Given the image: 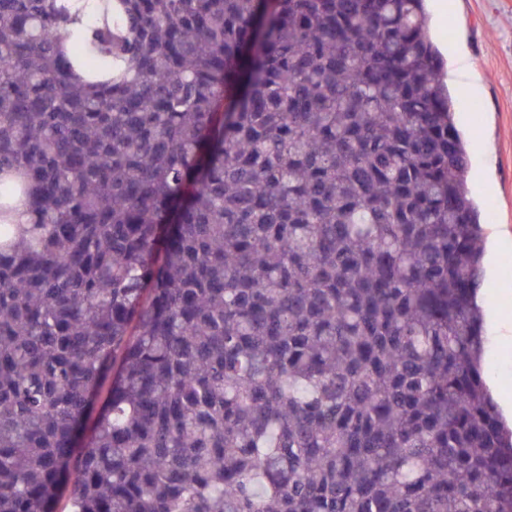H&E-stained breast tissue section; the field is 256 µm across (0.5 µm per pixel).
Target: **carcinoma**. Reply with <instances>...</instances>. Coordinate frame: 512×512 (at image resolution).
Returning <instances> with one entry per match:
<instances>
[{
  "label": "carcinoma",
  "mask_w": 512,
  "mask_h": 512,
  "mask_svg": "<svg viewBox=\"0 0 512 512\" xmlns=\"http://www.w3.org/2000/svg\"><path fill=\"white\" fill-rule=\"evenodd\" d=\"M87 3L0 0V512H512L424 0Z\"/></svg>",
  "instance_id": "1"
}]
</instances>
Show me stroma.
<instances>
[{"instance_id": "obj_1", "label": "stroma", "mask_w": 512, "mask_h": 512, "mask_svg": "<svg viewBox=\"0 0 512 512\" xmlns=\"http://www.w3.org/2000/svg\"><path fill=\"white\" fill-rule=\"evenodd\" d=\"M425 14L467 142L471 196L500 242L480 300L512 320V0H425ZM483 369L494 398L512 401V346L486 345Z\"/></svg>"}]
</instances>
